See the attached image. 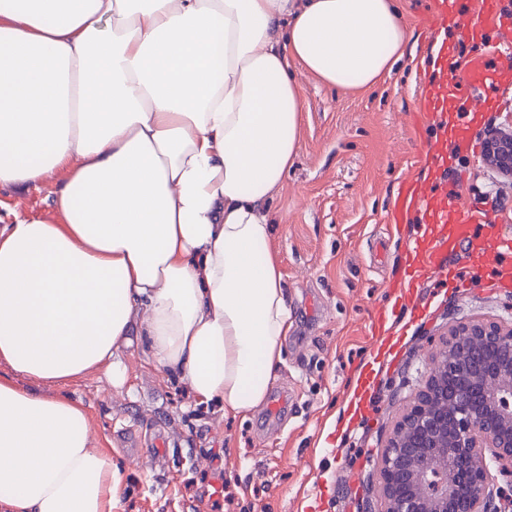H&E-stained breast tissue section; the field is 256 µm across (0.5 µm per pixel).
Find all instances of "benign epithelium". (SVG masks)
I'll return each mask as SVG.
<instances>
[{
	"instance_id": "7a95c632",
	"label": "benign epithelium",
	"mask_w": 512,
	"mask_h": 512,
	"mask_svg": "<svg viewBox=\"0 0 512 512\" xmlns=\"http://www.w3.org/2000/svg\"><path fill=\"white\" fill-rule=\"evenodd\" d=\"M486 161L512 173V135ZM512 473V324L451 328L378 462L382 509L364 512H506L512 502L491 465Z\"/></svg>"
}]
</instances>
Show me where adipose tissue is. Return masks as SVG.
I'll return each mask as SVG.
<instances>
[{
    "label": "adipose tissue",
    "instance_id": "adipose-tissue-1",
    "mask_svg": "<svg viewBox=\"0 0 512 512\" xmlns=\"http://www.w3.org/2000/svg\"><path fill=\"white\" fill-rule=\"evenodd\" d=\"M406 40L397 0H0V187L66 172L49 217L0 227V512H113L111 451L40 386L123 384L133 341L199 402L264 401L289 329L267 207L299 149L291 68L361 90Z\"/></svg>",
    "mask_w": 512,
    "mask_h": 512
}]
</instances>
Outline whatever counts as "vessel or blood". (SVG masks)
<instances>
[{"label":"vessel or blood","instance_id":"b4317fda","mask_svg":"<svg viewBox=\"0 0 512 512\" xmlns=\"http://www.w3.org/2000/svg\"><path fill=\"white\" fill-rule=\"evenodd\" d=\"M505 0H473L470 8L458 17L448 15V0H434L427 18V28L433 33L447 32L449 26L460 28L471 39L482 38L487 32L503 33L502 41L491 43L488 58L475 59L465 74L448 71V44L438 41L432 55V66L437 79L429 90L423 91L415 114L417 124L425 126L439 121L447 112L449 103L465 102L468 111L481 104L495 103L503 94L512 92V80L500 75L493 60L512 55V9L505 8ZM448 144L439 142L428 147L427 163L436 165L441 176L433 183L406 180L400 185L388 220L394 224L407 223L412 214L420 213L430 224H449L447 233L415 237L409 244L411 279L395 285L393 292L401 305H411L417 296V281L438 275L448 279L453 274L452 258L474 237H481L482 260L496 267L501 257L512 256V235L491 229L490 215L463 204H449L446 183L448 178Z\"/></svg>","mask_w":512,"mask_h":512}]
</instances>
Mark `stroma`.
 I'll return each mask as SVG.
<instances>
[{
	"label": "stroma",
	"mask_w": 512,
	"mask_h": 512,
	"mask_svg": "<svg viewBox=\"0 0 512 512\" xmlns=\"http://www.w3.org/2000/svg\"><path fill=\"white\" fill-rule=\"evenodd\" d=\"M429 0H400L408 29L403 57L390 76L345 93L297 74L303 105L300 146L279 192L269 202L272 246L279 253L291 327L283 362L267 400L247 418L199 403L184 385L158 371L146 347L128 349L126 380L102 372L55 386L81 401L95 444L112 453L122 477L114 512H361L378 502L377 457L403 404L421 388L430 354L455 322L512 320V287L490 285L493 270L475 267L469 282L428 280L421 313L396 309L395 336L379 330L376 310L390 284L406 275L405 246L414 224L387 221L402 178L423 179V138L411 108L417 61L430 34ZM512 131V97L483 113L478 150L457 156L449 193H462L512 231V176L486 164L489 132ZM54 174L26 192L0 188V222L44 214L57 189ZM365 402L348 428L331 416L350 403L354 380ZM283 399L279 413L271 402ZM159 458L137 455L132 442Z\"/></svg>",
	"instance_id": "obj_1"
}]
</instances>
